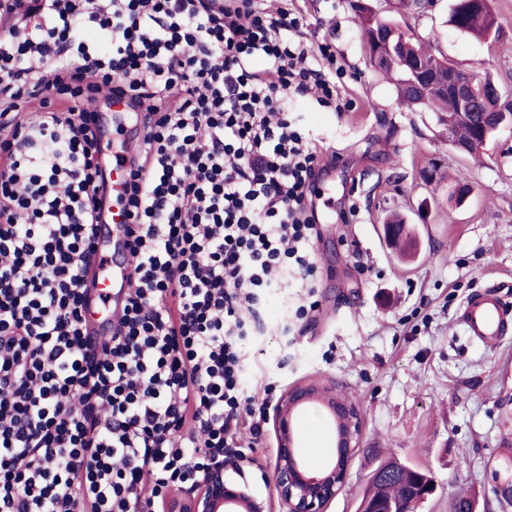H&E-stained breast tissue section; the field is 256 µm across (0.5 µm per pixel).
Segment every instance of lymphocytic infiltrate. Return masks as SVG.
<instances>
[{"label":"lymphocytic infiltrate","mask_w":512,"mask_h":512,"mask_svg":"<svg viewBox=\"0 0 512 512\" xmlns=\"http://www.w3.org/2000/svg\"><path fill=\"white\" fill-rule=\"evenodd\" d=\"M21 10L51 22L0 32V512H158L258 443L243 345L272 294L317 288L320 153L286 104L349 108L345 72L289 0H0ZM103 92L143 126L134 286L93 351Z\"/></svg>","instance_id":"lymphocytic-infiltrate-1"}]
</instances>
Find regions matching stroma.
<instances>
[{"label": "stroma", "mask_w": 512, "mask_h": 512, "mask_svg": "<svg viewBox=\"0 0 512 512\" xmlns=\"http://www.w3.org/2000/svg\"><path fill=\"white\" fill-rule=\"evenodd\" d=\"M367 2L410 27L426 49L512 95V0H493L492 41L450 25L453 0H436L420 16L405 0ZM301 7L358 80L347 90L350 110L309 99L288 106L321 151L317 207L336 221L320 225L315 244L318 311L285 333L280 323L303 292L288 288L270 299L266 335L245 345L247 383L282 391L316 381L359 407L360 446L328 512H358L383 453L433 475L437 488L423 512H448L454 493L476 496L482 512H512L500 504L494 479L512 469V335L488 347L457 321L467 297L489 285L512 302V128L477 156L456 153L437 114L402 106L371 66L352 0H303ZM394 212L412 226L414 252L405 259L384 235ZM297 430L308 467L320 468L328 453L321 409H307ZM276 453L268 423L241 464L240 478L265 497L274 493Z\"/></svg>", "instance_id": "35a3bbf8"}]
</instances>
